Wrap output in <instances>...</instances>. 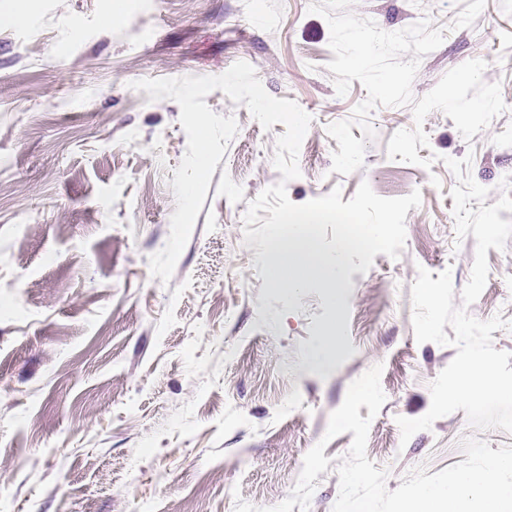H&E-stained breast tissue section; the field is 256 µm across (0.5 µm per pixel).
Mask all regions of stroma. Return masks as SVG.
<instances>
[{
	"label": "stroma",
	"mask_w": 512,
	"mask_h": 512,
	"mask_svg": "<svg viewBox=\"0 0 512 512\" xmlns=\"http://www.w3.org/2000/svg\"><path fill=\"white\" fill-rule=\"evenodd\" d=\"M311 0H0V512H234L292 492L319 441L335 464L353 435L325 440L350 384L382 365L385 403L371 416L367 457L397 489L414 469L464 461L467 437L491 448L512 434L470 426L464 411L402 441L397 417L430 408V384L456 349L417 342L411 286L419 269L467 283L474 237L457 239L446 158L471 157L487 204L512 176V0H353L387 32L422 19L444 28L425 55L414 97L450 69L487 64L504 113L465 140L444 113L423 123L431 167L390 159L391 136L415 125L410 107H379L364 165L331 170L329 124L367 97L338 96L327 21ZM120 22H113V12ZM251 64L265 90L311 115L299 178L303 204L361 183L382 197L420 191L399 258L379 254L345 285L276 288L258 243H245L249 201L276 184L283 124L263 129L222 91L207 105L238 132L217 164L169 283L150 255L170 234L171 183L187 137L180 107L132 89L141 79L217 76ZM489 275L468 313L512 322V237L487 252ZM334 332L333 364L308 352Z\"/></svg>",
	"instance_id": "35a3bbf8"
}]
</instances>
